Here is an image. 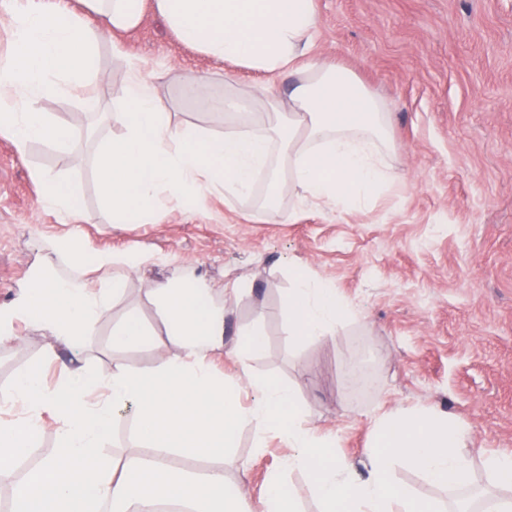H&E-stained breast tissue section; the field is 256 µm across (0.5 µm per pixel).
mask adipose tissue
I'll return each instance as SVG.
<instances>
[{
    "label": "adipose tissue",
    "instance_id": "adipose-tissue-1",
    "mask_svg": "<svg viewBox=\"0 0 512 512\" xmlns=\"http://www.w3.org/2000/svg\"><path fill=\"white\" fill-rule=\"evenodd\" d=\"M81 2L78 14L68 0H8L11 21L0 30V137L19 155L36 143L66 149L79 143V126L41 112L39 102L60 96L93 101L104 33L138 27L149 7L183 42L208 56L294 79L283 97L269 85L243 94L228 76L218 97L213 78H185L183 97L226 118L223 134L209 135L172 123V104L157 92L159 72L113 44L112 58L126 78L119 108L102 113L101 121L119 124L122 132L93 156L100 199L113 221L142 223L158 204L179 206L207 193L256 201L259 211L272 216L284 180L299 200L339 210L366 207L390 188L389 110L354 72L310 57L314 0ZM32 177L43 208L62 216L80 210L69 183L40 168ZM62 262L73 275L58 274ZM151 262L140 251L116 254L70 234L55 237L39 272L0 308V341L12 337L9 323L17 319L50 336L45 355L59 359V347L76 349L91 335L99 316L125 291L130 271ZM292 280L284 299L289 344L328 335L351 318L350 307L312 271H294ZM239 290L236 283L196 276L153 282L171 349L151 378L132 375L119 363L105 380L68 363V380L52 387L37 373L19 374L0 394L1 407L26 410L0 428V476L33 447L45 420L56 425L59 450L16 484L11 512H157L169 501L186 512H244L240 490L226 484L220 469L199 478L171 470L160 454L114 469L101 450L130 407L138 414L142 447L177 448L192 460L232 448L244 424L258 440L276 435L285 452L268 480L261 512H287L294 492L286 476L294 471L307 474L322 512H441L435 501L417 499L394 481L399 460L430 484H468L471 465L460 449L470 429L438 408L377 417L368 476L360 479L337 459L335 440L308 425L296 389L259 381L251 385V403H240L237 391L209 369L211 358L223 352L244 364L265 347L257 330L225 343V303ZM219 295L224 304L216 303Z\"/></svg>",
    "mask_w": 512,
    "mask_h": 512
}]
</instances>
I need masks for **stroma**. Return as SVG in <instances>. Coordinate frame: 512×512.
I'll return each mask as SVG.
<instances>
[{
	"label": "stroma",
	"instance_id": "1",
	"mask_svg": "<svg viewBox=\"0 0 512 512\" xmlns=\"http://www.w3.org/2000/svg\"><path fill=\"white\" fill-rule=\"evenodd\" d=\"M315 60L341 64L382 97L392 114L395 148L388 161L393 187L367 208L339 211L321 202L281 194L280 214L261 215L249 202L209 194L186 207L166 205L147 224H116L103 207L92 171L97 147L120 126L94 125L95 113L115 108L125 79L112 60L113 42L151 66L169 69L163 94L176 100L175 122L209 134L223 119L182 98L178 79L236 76L244 91L265 85V75L214 60L185 45L154 12L141 25L99 47L97 96L86 104L69 97L42 101L41 111L92 126L88 145L69 153L34 144L20 156L0 138V308L7 307L37 268V258L68 232L95 249H136L162 257L160 265L132 274L122 297L80 342L84 365L108 377L114 363L150 372L166 337L149 293L152 281L187 271L216 281L239 280L230 302L228 331L261 329L264 350L247 365L211 359L212 372L237 386L249 402L250 382L273 380L299 388L307 420L334 436L336 455L365 460L372 423L398 409L434 406L470 429L463 453L472 483L452 491L427 483L405 463L393 476L420 497L456 508L490 489L487 455L512 454V0H314ZM40 167L68 181L82 201L61 219L42 209L31 177ZM315 272L353 310L330 335L301 346L288 343L283 307L290 271ZM151 330L140 347L116 350L112 330L127 313ZM45 339L25 324L0 342V391L19 373L38 372L48 385L65 380L61 362L46 358ZM57 432L45 422L34 448L0 481V499L16 482L55 454ZM284 449L268 435L257 449L250 428L215 464L239 485L258 512L267 481ZM109 461L148 460L132 411H125ZM173 470L207 471L213 462L189 461L171 451Z\"/></svg>",
	"mask_w": 512,
	"mask_h": 512
}]
</instances>
